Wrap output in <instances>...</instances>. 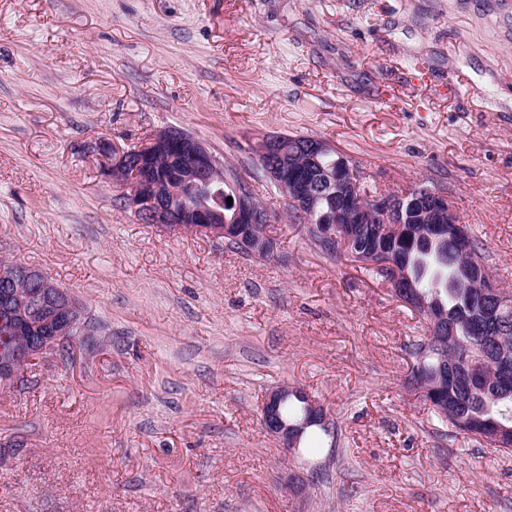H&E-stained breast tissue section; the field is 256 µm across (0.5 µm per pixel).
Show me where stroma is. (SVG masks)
Segmentation results:
<instances>
[{
	"label": "stroma",
	"instance_id": "35a3bbf8",
	"mask_svg": "<svg viewBox=\"0 0 512 512\" xmlns=\"http://www.w3.org/2000/svg\"><path fill=\"white\" fill-rule=\"evenodd\" d=\"M168 126L277 214L273 255L124 203L99 141ZM273 133L369 191L447 192L512 293V0H0V260L86 319L0 385V512H512V452L405 385L423 318L287 219L252 150ZM279 386L323 405L321 447L266 434Z\"/></svg>",
	"mask_w": 512,
	"mask_h": 512
}]
</instances>
